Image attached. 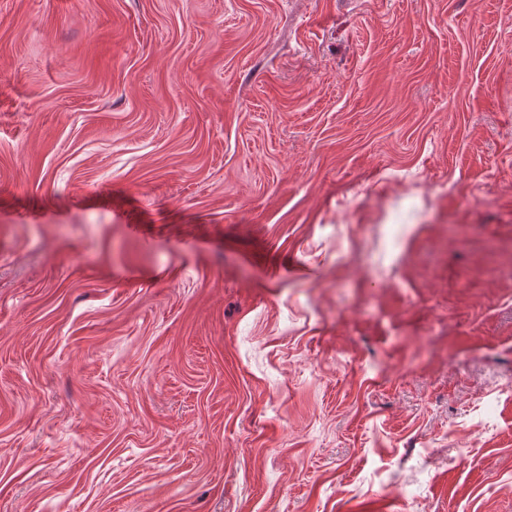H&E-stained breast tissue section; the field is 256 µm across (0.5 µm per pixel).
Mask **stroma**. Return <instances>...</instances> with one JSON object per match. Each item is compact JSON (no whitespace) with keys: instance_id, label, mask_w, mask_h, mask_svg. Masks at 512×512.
I'll list each match as a JSON object with an SVG mask.
<instances>
[{"instance_id":"obj_1","label":"stroma","mask_w":512,"mask_h":512,"mask_svg":"<svg viewBox=\"0 0 512 512\" xmlns=\"http://www.w3.org/2000/svg\"><path fill=\"white\" fill-rule=\"evenodd\" d=\"M512 512V0H0V512Z\"/></svg>"}]
</instances>
